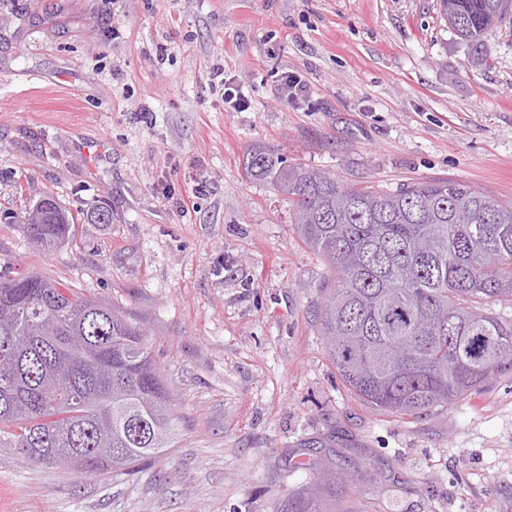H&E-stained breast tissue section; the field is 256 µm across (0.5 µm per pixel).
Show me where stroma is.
<instances>
[{
  "mask_svg": "<svg viewBox=\"0 0 512 512\" xmlns=\"http://www.w3.org/2000/svg\"><path fill=\"white\" fill-rule=\"evenodd\" d=\"M257 145L350 186L512 203V22L476 46L436 0H0V274L137 322L178 426L134 473L0 447V512H291L320 481L335 512H512V372L419 419L359 401L315 323L327 266L245 174ZM46 192L110 221L42 252L20 221Z\"/></svg>",
  "mask_w": 512,
  "mask_h": 512,
  "instance_id": "stroma-1",
  "label": "stroma"
}]
</instances>
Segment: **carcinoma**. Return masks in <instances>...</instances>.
<instances>
[{
	"label": "carcinoma",
	"instance_id": "cac0c4a2",
	"mask_svg": "<svg viewBox=\"0 0 512 512\" xmlns=\"http://www.w3.org/2000/svg\"><path fill=\"white\" fill-rule=\"evenodd\" d=\"M512 0H439L440 16L478 42ZM245 168L292 198L304 244L331 270L317 319L326 353L364 404L420 418L512 370V319L482 307L512 301V204L454 180L395 193L348 187L324 171L294 167L263 147ZM77 220L52 194L22 231L52 251ZM23 336L29 351L8 343ZM0 446L23 458L78 450L84 472L133 469L173 447L172 393L145 333L111 305L36 273L0 275Z\"/></svg>",
	"mask_w": 512,
	"mask_h": 512
}]
</instances>
